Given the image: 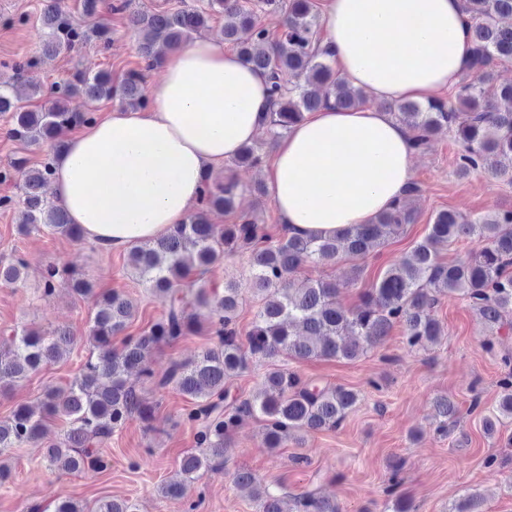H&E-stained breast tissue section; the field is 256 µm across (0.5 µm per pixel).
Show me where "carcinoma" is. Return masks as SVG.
Returning a JSON list of instances; mask_svg holds the SVG:
<instances>
[{
    "label": "carcinoma",
    "instance_id": "obj_1",
    "mask_svg": "<svg viewBox=\"0 0 512 512\" xmlns=\"http://www.w3.org/2000/svg\"><path fill=\"white\" fill-rule=\"evenodd\" d=\"M249 0H207L204 7L176 0L167 7H132L130 0L108 6L104 0H79L78 9L95 14L111 8L126 13L128 26L138 37L137 53L144 69H129L116 79L109 69L94 74L76 73L58 86L49 106L33 110L26 101L42 96L34 87L21 97L14 86L0 84V114L9 115L10 133L25 146L48 144L59 150L70 129L91 120V113L69 107V100L84 97L88 104L118 101L122 105L146 103L144 71L157 67L167 50L182 48L209 28L210 20L224 18V41L233 44L244 63L268 74L272 110L266 124L272 138L286 134L304 113L323 105L351 109L367 101L363 89L351 87L336 74L330 52L321 45V22L316 0H258L260 10L279 12L285 22L275 39V48H264L268 30L258 22ZM469 23L471 56L465 68L469 79L458 83L454 99L431 98L424 103H379L406 127L414 149L424 148L431 137L448 132L462 147L457 170L462 175L484 171L512 183V83L495 82L490 66L512 60V0H462ZM40 21L47 30L46 51L60 53L75 43L103 39L108 30L88 33L75 27L59 0H49ZM288 75L295 85L280 90ZM267 152L253 142L241 147L229 167L257 168ZM511 164L505 166L502 159ZM52 163L30 167L24 159L0 170V181L17 180L18 199H0V205L18 206L20 230L49 229L73 241L84 239L82 228L69 222L64 209L43 195L51 178ZM238 181L231 174L208 175L199 207L183 224L172 226L153 244L135 245L127 252L128 266L149 293L166 307L165 315L140 336H129L121 348L112 338L121 335L135 318L136 307L119 290L98 292L77 270L51 265L44 276V291L63 286L72 293L94 299L90 316L89 350L79 373L65 387L49 386L39 410L19 405L0 421V456L23 444L45 445L44 456L51 469L66 472H102L108 460L95 448L129 420L145 424L153 420L156 405L144 400L138 384L161 392L174 386L190 398L193 407L185 419L197 426L196 450L185 454L179 465L180 479L158 488L164 498L184 497L188 485L201 470L219 464L229 433L246 417L262 423L267 448H281L298 432L333 430L359 400V393L342 386L306 382L289 370L266 373L263 388L244 399H229V382L250 364L286 353L298 361L338 358L352 361L381 344L399 324L412 351L437 342L444 330L433 309L440 298L459 296L490 329H501L512 314V208L468 218L442 209L430 220L429 233L413 249L391 264L371 287L361 292L353 309L338 301L334 280L303 282L285 288L288 277L309 262L337 264L350 260V282L358 281L362 268L356 260L366 258L388 238L415 220L409 201L420 187L410 183L403 198L369 224H356L333 234L290 236L271 240L266 225L257 218L237 213ZM213 211L237 214L230 224H213ZM476 237L484 247L475 255L447 263L439 247L459 239ZM247 252L260 307L241 340L237 317L242 300L228 280L224 291L209 288L207 273L224 258ZM24 262L0 263V283L21 280ZM188 334H204L212 344L194 359L175 361L168 373L155 377L148 363L151 352L163 343ZM75 345L73 333L59 329L46 336L32 328L14 334L13 347L0 353V390H9L29 374L56 363ZM508 374L499 382L500 395L491 414L483 418L491 435L500 418H512V354L501 357ZM437 430L455 426L459 408L449 396L434 402ZM65 421L63 437L43 443L44 422ZM235 483L255 490L258 512H340L336 502L312 491L292 494L279 484L263 485L248 470H239ZM54 512H137L129 500L102 498L92 504L63 499ZM451 512H487L484 499L465 492Z\"/></svg>",
    "mask_w": 512,
    "mask_h": 512
}]
</instances>
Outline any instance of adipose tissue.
<instances>
[{
    "mask_svg": "<svg viewBox=\"0 0 512 512\" xmlns=\"http://www.w3.org/2000/svg\"><path fill=\"white\" fill-rule=\"evenodd\" d=\"M320 13L339 75L392 104L455 85L470 55L461 0H321ZM161 71L148 107L115 105L54 159V199L97 244L124 249L186 222L206 173L255 140L271 108L267 75L215 39L166 52ZM261 171L288 234L332 233L399 201L413 149L392 114L329 104L277 139Z\"/></svg>",
    "mask_w": 512,
    "mask_h": 512,
    "instance_id": "adipose-tissue-1",
    "label": "adipose tissue"
}]
</instances>
